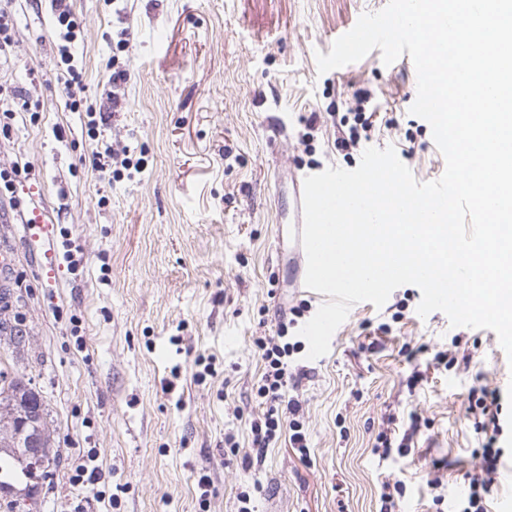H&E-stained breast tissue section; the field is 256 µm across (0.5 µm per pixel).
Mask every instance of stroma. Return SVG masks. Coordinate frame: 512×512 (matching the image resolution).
<instances>
[{"label":"stroma","instance_id":"1","mask_svg":"<svg viewBox=\"0 0 512 512\" xmlns=\"http://www.w3.org/2000/svg\"><path fill=\"white\" fill-rule=\"evenodd\" d=\"M387 3L72 0L81 95L111 116L103 142L145 164L108 181L80 163L98 142L68 106L49 0H0L13 39L0 84L32 88L39 113L35 123L18 114L0 139V164L31 163L17 191L49 221L48 238L29 242L0 200V321L25 334L21 345L0 346V363L41 396L53 456L48 478L32 493L0 496V512H237V493L256 484L257 512H380L384 484L398 480L406 489L392 512H454L467 497L482 472L468 393L480 382L512 395V364L492 330L451 327L440 312L420 318L413 285L382 308L354 305L326 355L291 357L285 394L302 404L310 461L285 442L260 457L252 447L264 371L254 339L286 320L298 341L292 308L321 305L298 287L296 182L331 166L356 169L370 146H394L420 182L445 170L429 123L409 112V55L387 66L376 49L317 72V53ZM113 56L129 72L119 112ZM360 95L370 98L362 109L371 126L346 149L349 127L338 118L361 108ZM66 239L86 258L75 272ZM440 353L455 366L438 365ZM199 355L213 360L201 382ZM388 428L393 443L408 439L407 455L375 450ZM230 434L234 456L225 452ZM80 463L99 467L103 481L72 482Z\"/></svg>","mask_w":512,"mask_h":512}]
</instances>
